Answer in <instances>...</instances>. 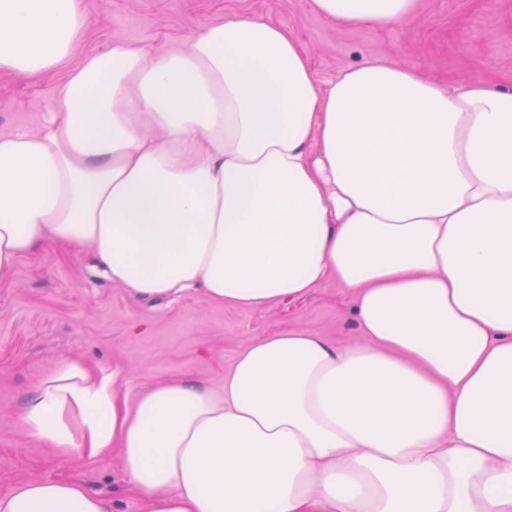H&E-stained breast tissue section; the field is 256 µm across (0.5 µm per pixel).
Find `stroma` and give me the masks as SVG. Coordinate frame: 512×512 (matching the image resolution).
<instances>
[{"instance_id":"35a3bbf8","label":"stroma","mask_w":512,"mask_h":512,"mask_svg":"<svg viewBox=\"0 0 512 512\" xmlns=\"http://www.w3.org/2000/svg\"><path fill=\"white\" fill-rule=\"evenodd\" d=\"M90 25L65 65L27 79L0 73V132L37 130L68 68L112 42L150 53L228 14L258 16L293 33L324 86L345 69L379 58L453 88L479 80L512 90V0H420L416 14L383 26L340 28L310 0H83ZM353 292L333 279L304 297L243 308L202 292L180 300H134L112 284L92 251L46 245L0 282V496L36 480H77L110 512H137L118 454L62 456L28 436L25 401L57 365L77 361L115 374L120 398L183 379L219 389L238 352L254 339L298 331L339 344L361 340Z\"/></svg>"}]
</instances>
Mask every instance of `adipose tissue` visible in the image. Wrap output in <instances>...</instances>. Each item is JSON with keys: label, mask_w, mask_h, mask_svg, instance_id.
I'll list each match as a JSON object with an SVG mask.
<instances>
[{"label": "adipose tissue", "mask_w": 512, "mask_h": 512, "mask_svg": "<svg viewBox=\"0 0 512 512\" xmlns=\"http://www.w3.org/2000/svg\"><path fill=\"white\" fill-rule=\"evenodd\" d=\"M385 25L419 0H311ZM89 26L82 0H0V73L39 76ZM58 243L134 298L260 307L334 278L361 343L284 332L220 390L117 403L55 367L21 412L63 454L119 450L139 512H512V92L447 89L379 59L326 86L296 38L231 15L147 56L83 57L37 130L0 133V279ZM0 512H108L33 481Z\"/></svg>", "instance_id": "obj_1"}]
</instances>
